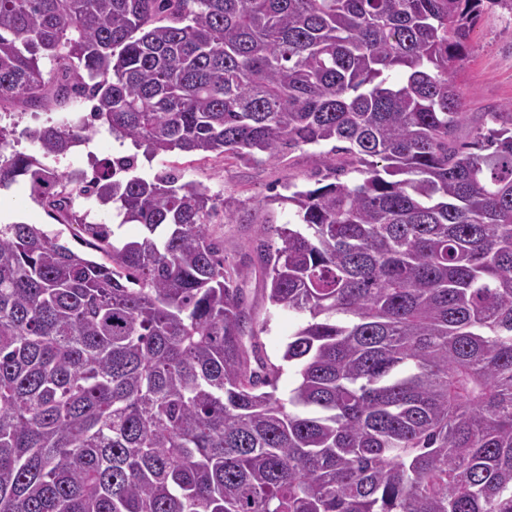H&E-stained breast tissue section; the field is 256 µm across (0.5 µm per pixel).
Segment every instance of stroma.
<instances>
[{
	"label": "stroma",
	"instance_id": "stroma-1",
	"mask_svg": "<svg viewBox=\"0 0 512 512\" xmlns=\"http://www.w3.org/2000/svg\"><path fill=\"white\" fill-rule=\"evenodd\" d=\"M458 83L464 93L465 110L470 118L475 119L480 113L512 104L511 11L493 6L483 14L470 34L468 55L459 72ZM58 118V113L52 110L32 114L29 107L20 103L0 109V124L14 126L20 132L13 143L14 150L28 154L38 153L39 147L36 142L24 137V129ZM89 149V154L74 153L59 160L50 158L46 164L61 172L76 166L88 172L94 159L111 157L118 151L119 144L102 128L95 132ZM170 165L176 166L185 179L206 186L211 194L230 201L237 208L240 216L238 223L228 224L219 217L212 226L215 236L223 240L224 255L231 263L245 260L256 230L255 225L243 223V216L253 209L259 199L283 193L288 184L301 188L313 185L317 170L313 150L307 147L296 151L290 159L251 166L228 165L223 158L214 155L204 157L173 152L149 162L140 161L138 173L150 177ZM14 222L41 225L44 230L59 234L62 243L70 248L76 250L80 247L73 228L49 218L28 187L21 183L0 191V224ZM255 322L266 327L262 339L267 355L273 361H280L288 338L298 324L297 317L283 311L268 314L260 308L255 313Z\"/></svg>",
	"mask_w": 512,
	"mask_h": 512
}]
</instances>
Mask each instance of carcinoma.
Masks as SVG:
<instances>
[{
	"label": "carcinoma",
	"mask_w": 512,
	"mask_h": 512,
	"mask_svg": "<svg viewBox=\"0 0 512 512\" xmlns=\"http://www.w3.org/2000/svg\"><path fill=\"white\" fill-rule=\"evenodd\" d=\"M483 7L0 0V106L93 102L0 152V188L97 253L0 224V512H512V107L470 123L455 78ZM97 122L148 158L328 150L226 267L208 188L134 155L85 186L116 227L72 210L43 159ZM255 271L303 317L286 399Z\"/></svg>",
	"instance_id": "carcinoma-1"
}]
</instances>
